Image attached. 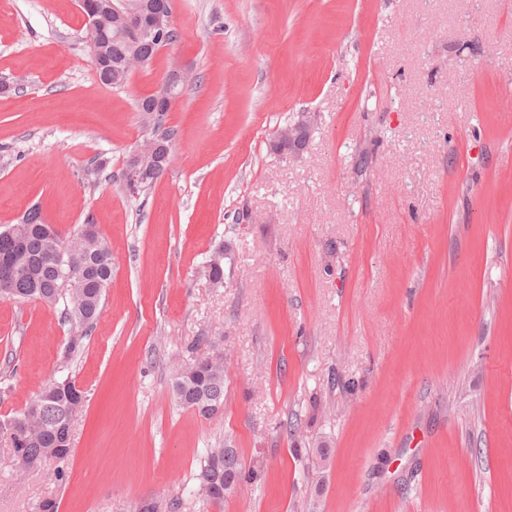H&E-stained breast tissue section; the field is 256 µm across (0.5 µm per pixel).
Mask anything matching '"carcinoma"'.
I'll use <instances>...</instances> for the list:
<instances>
[{
  "instance_id": "obj_1",
  "label": "carcinoma",
  "mask_w": 512,
  "mask_h": 512,
  "mask_svg": "<svg viewBox=\"0 0 512 512\" xmlns=\"http://www.w3.org/2000/svg\"><path fill=\"white\" fill-rule=\"evenodd\" d=\"M118 17H102V28L94 40L98 62L94 63L99 81L113 88L122 87L131 71L128 61L141 57L144 68H149L156 57L159 44L146 36L133 46L112 38V29ZM137 111L152 121L159 131L168 108L154 95L137 101ZM63 235L52 224L42 221L36 212H30L20 224H11L0 230V299L19 302L39 301L49 306L63 303L65 319L73 327V334L63 344L61 359L67 363L78 354L101 313L106 288L112 279V259L98 225L92 218L70 236L62 246ZM233 244L221 243L207 264V275L218 287H232ZM212 349L208 356L194 355L201 346ZM189 359L175 370L171 391L177 404L199 416L210 419L224 411L227 380L224 354L215 348L208 336L197 337L188 350ZM85 406L84 392L66 378L46 384L17 416L0 418V446L11 451L23 472L40 471L53 461L57 479L65 478L64 465L72 454L71 433L76 418ZM258 476V467H242L237 451L224 455L217 447L207 452L200 474V491L211 503L221 504L224 495L220 489Z\"/></svg>"
}]
</instances>
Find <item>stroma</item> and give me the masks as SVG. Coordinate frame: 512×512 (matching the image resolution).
I'll return each instance as SVG.
<instances>
[{"label":"stroma","mask_w":512,"mask_h":512,"mask_svg":"<svg viewBox=\"0 0 512 512\" xmlns=\"http://www.w3.org/2000/svg\"><path fill=\"white\" fill-rule=\"evenodd\" d=\"M170 6L177 40L113 89L78 0H0V230L90 215L112 255L69 363L61 306L0 300V417L54 379L86 395L64 480L0 448V512H512V0ZM175 61L195 80L164 118L173 158L133 195L136 104ZM301 112L305 149L272 152ZM202 334L226 357L210 420L171 394ZM224 440L262 473L213 504ZM233 244L222 242L216 247L207 264V275L213 285L217 287H232L231 279L233 278L232 260H233ZM228 266V273L225 272V265Z\"/></svg>","instance_id":"stroma-1"}]
</instances>
